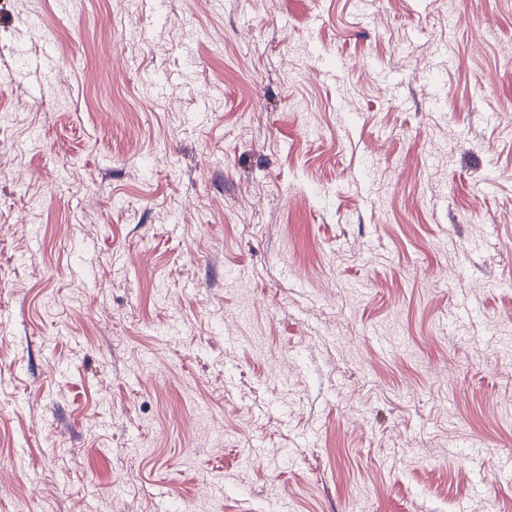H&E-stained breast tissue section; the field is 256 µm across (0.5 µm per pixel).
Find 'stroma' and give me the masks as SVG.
I'll return each instance as SVG.
<instances>
[{
	"label": "stroma",
	"mask_w": 512,
	"mask_h": 512,
	"mask_svg": "<svg viewBox=\"0 0 512 512\" xmlns=\"http://www.w3.org/2000/svg\"><path fill=\"white\" fill-rule=\"evenodd\" d=\"M512 0H0V512H512Z\"/></svg>",
	"instance_id": "1"
}]
</instances>
